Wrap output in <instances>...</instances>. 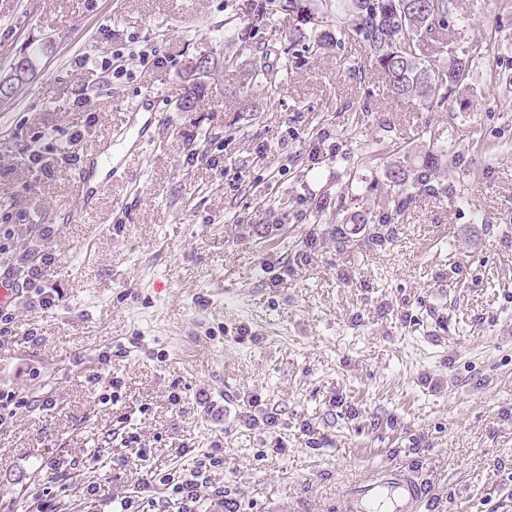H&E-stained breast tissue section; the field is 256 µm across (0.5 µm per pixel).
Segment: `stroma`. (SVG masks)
<instances>
[{"label":"stroma","mask_w":512,"mask_h":512,"mask_svg":"<svg viewBox=\"0 0 512 512\" xmlns=\"http://www.w3.org/2000/svg\"><path fill=\"white\" fill-rule=\"evenodd\" d=\"M239 4L0 0V78L28 47L35 69L0 98V199L51 225L63 294L18 315L39 345L0 349V383L56 401L0 429V512H26L49 457L75 465L60 512H110L146 488L162 500L160 475L218 440L202 496L226 487L239 512H342L348 485L385 464L431 487L420 512H512V0H453L427 54L468 58L470 77L444 108L393 97L359 43L315 51L289 40L295 18L253 25ZM200 55L212 71L179 111ZM261 59L288 67L275 93L251 81ZM145 102L156 133L138 144L124 126ZM90 115L82 147L108 138L128 159L75 223L79 168L36 183L25 152ZM444 149L455 165L394 210L387 170ZM267 262L288 275L270 283ZM115 382L120 400L103 402ZM203 388L260 395L276 427L216 426Z\"/></svg>","instance_id":"1"}]
</instances>
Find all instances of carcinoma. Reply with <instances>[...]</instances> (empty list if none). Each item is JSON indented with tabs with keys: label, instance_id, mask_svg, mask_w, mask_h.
<instances>
[{
	"label": "carcinoma",
	"instance_id": "1",
	"mask_svg": "<svg viewBox=\"0 0 512 512\" xmlns=\"http://www.w3.org/2000/svg\"><path fill=\"white\" fill-rule=\"evenodd\" d=\"M352 10L339 37L320 30L323 15L331 11L332 0H242V13L251 22L262 23L277 13L300 18L314 34L312 48L319 50L330 40L340 45L358 41L364 45L370 63L382 72L386 89L400 99L418 100L425 105L443 107L454 89L469 76V62L448 53V61L432 65L422 46L435 41L448 27L452 0H351ZM288 75V64L278 70L259 65L253 70L254 82L276 89ZM450 166V154L430 156L417 175L428 179L439 162Z\"/></svg>",
	"mask_w": 512,
	"mask_h": 512
}]
</instances>
